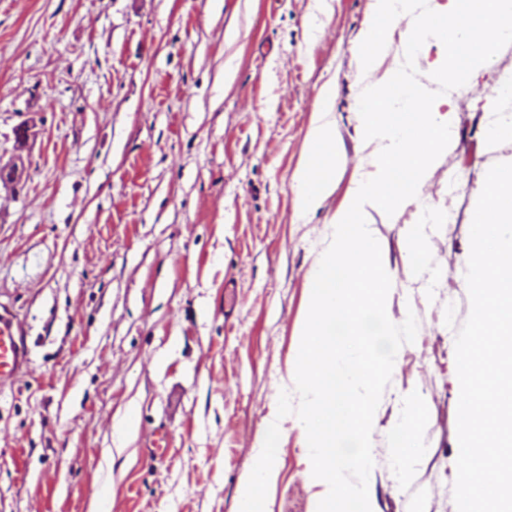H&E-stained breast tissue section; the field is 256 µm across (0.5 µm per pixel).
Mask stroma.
<instances>
[{
    "label": "stroma",
    "instance_id": "obj_1",
    "mask_svg": "<svg viewBox=\"0 0 512 512\" xmlns=\"http://www.w3.org/2000/svg\"><path fill=\"white\" fill-rule=\"evenodd\" d=\"M374 0H0V303L28 346L0 381V512H238L309 308L308 273L351 182L361 37ZM512 44L469 93L422 200L375 225L417 335L380 400L378 512H457L456 334L470 223L512 138L488 139ZM347 163L294 218L291 177L319 92ZM31 130L18 145L21 123ZM422 227L416 264L408 231ZM418 451H398L409 399ZM265 512H316L285 418ZM165 433L166 456L146 448Z\"/></svg>",
    "mask_w": 512,
    "mask_h": 512
}]
</instances>
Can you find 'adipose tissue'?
I'll use <instances>...</instances> for the list:
<instances>
[{"instance_id": "ef3b65f1", "label": "adipose tissue", "mask_w": 512, "mask_h": 512, "mask_svg": "<svg viewBox=\"0 0 512 512\" xmlns=\"http://www.w3.org/2000/svg\"><path fill=\"white\" fill-rule=\"evenodd\" d=\"M332 89L318 97L306 137L305 158L292 177L294 211L307 217L318 210L336 189V171L346 164V156L336 149V127L330 116Z\"/></svg>"}]
</instances>
